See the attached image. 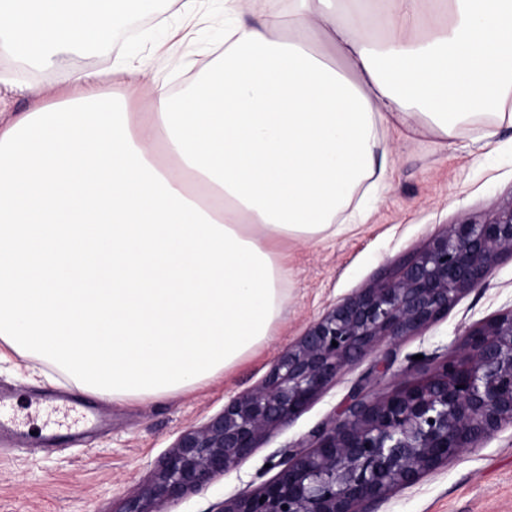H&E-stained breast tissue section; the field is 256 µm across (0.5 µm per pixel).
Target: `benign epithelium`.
Listing matches in <instances>:
<instances>
[{"instance_id":"benign-epithelium-1","label":"benign epithelium","mask_w":512,"mask_h":512,"mask_svg":"<svg viewBox=\"0 0 512 512\" xmlns=\"http://www.w3.org/2000/svg\"><path fill=\"white\" fill-rule=\"evenodd\" d=\"M504 255L512 256V201L481 222L448 225L394 274L331 305L260 385L182 431L119 512H161L207 487L308 410L352 363L385 340L434 324L464 295L485 288ZM506 424H512V307L468 327L426 380L372 397L368 378L361 379L311 445L285 451L271 480L223 501L218 512H372Z\"/></svg>"}]
</instances>
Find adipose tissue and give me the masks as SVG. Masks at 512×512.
I'll return each mask as SVG.
<instances>
[{
  "label": "adipose tissue",
  "mask_w": 512,
  "mask_h": 512,
  "mask_svg": "<svg viewBox=\"0 0 512 512\" xmlns=\"http://www.w3.org/2000/svg\"><path fill=\"white\" fill-rule=\"evenodd\" d=\"M161 2L0 0V56L51 69ZM220 2L224 50L180 91L119 56L0 124V342L101 398L209 385L269 341L272 242L360 219L387 132L512 126V0Z\"/></svg>",
  "instance_id": "ef3b65f1"
}]
</instances>
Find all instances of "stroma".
<instances>
[{
	"instance_id": "1",
	"label": "stroma",
	"mask_w": 512,
	"mask_h": 512,
	"mask_svg": "<svg viewBox=\"0 0 512 512\" xmlns=\"http://www.w3.org/2000/svg\"><path fill=\"white\" fill-rule=\"evenodd\" d=\"M209 19L182 25L175 14L147 24L126 45L151 55L182 36L193 60L205 64L224 44L223 16L211 0ZM114 47L61 58L48 71L0 59V111H29L24 91L68 87L71 71L102 69ZM392 157L384 188L365 223L309 244L273 242L289 270L286 307L273 339L210 385L156 401H112L81 392L65 378L48 382L33 361L0 343V412L25 435L0 452V512H119L123 500L148 479L154 462L188 427L222 411L234 395L259 385L274 360L327 308L366 287L422 249L446 226L482 221L512 199V127L489 141L472 132L447 147L424 137L391 132ZM512 306V259L495 266L487 288L461 298L448 316L397 344L382 343L339 375L300 417L261 441L252 454L201 491L167 503L163 512H216L226 499L255 491L272 479L288 448L307 444L313 430L345 401L352 386L369 378L372 395L386 396L431 375L463 331ZM376 512H512V426L481 447L395 490Z\"/></svg>"
}]
</instances>
